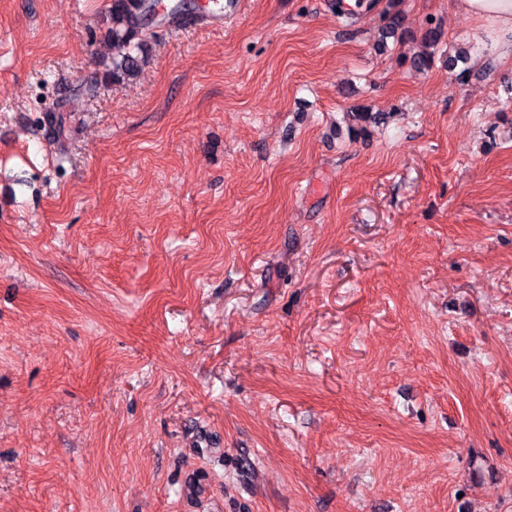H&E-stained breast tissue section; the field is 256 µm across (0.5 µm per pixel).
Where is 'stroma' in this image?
Segmentation results:
<instances>
[{"instance_id":"35a3bbf8","label":"stroma","mask_w":512,"mask_h":512,"mask_svg":"<svg viewBox=\"0 0 512 512\" xmlns=\"http://www.w3.org/2000/svg\"><path fill=\"white\" fill-rule=\"evenodd\" d=\"M333 2L0 0V512H512V61ZM141 0H113L112 28L104 41L112 43L117 54L112 57V79L120 80L132 77L137 68L140 44L134 43L136 36L144 29ZM136 52V54H135ZM426 24L428 27L422 34V39L426 47L433 49V51L423 52L410 59L411 67L416 70H425L431 66L435 53L434 50L437 48L442 38V33L438 25L433 26L432 21H429Z\"/></svg>"}]
</instances>
